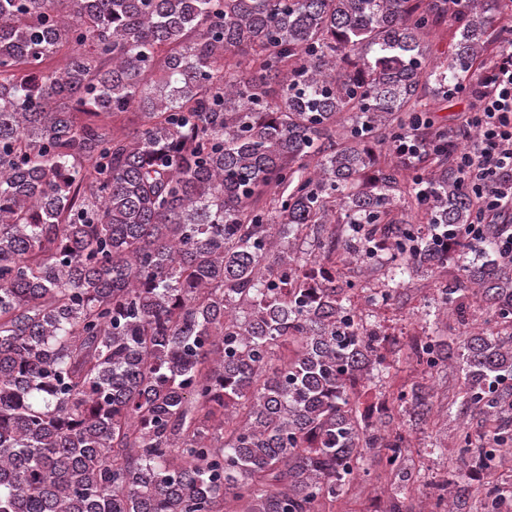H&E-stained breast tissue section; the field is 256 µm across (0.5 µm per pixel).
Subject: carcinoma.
Returning a JSON list of instances; mask_svg holds the SVG:
<instances>
[{
	"instance_id": "obj_1",
	"label": "carcinoma",
	"mask_w": 512,
	"mask_h": 512,
	"mask_svg": "<svg viewBox=\"0 0 512 512\" xmlns=\"http://www.w3.org/2000/svg\"><path fill=\"white\" fill-rule=\"evenodd\" d=\"M509 43L512 0H0V512H315L370 455L410 484L409 434L360 410L386 337L336 284L381 256L396 286L482 250L439 304L490 319L410 357L459 361L489 428L458 451L494 469L512 263L468 238L477 194L428 114ZM408 404L423 387L378 418Z\"/></svg>"
}]
</instances>
